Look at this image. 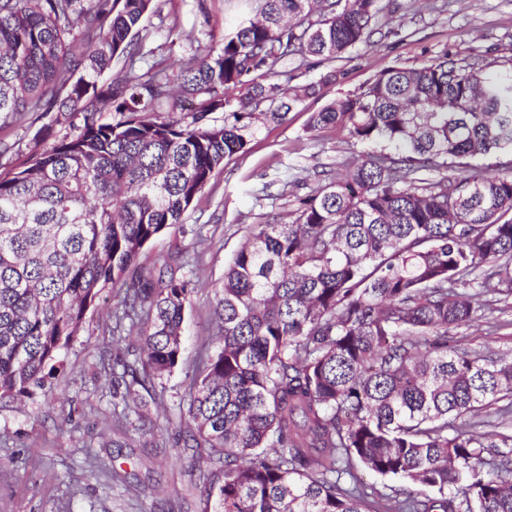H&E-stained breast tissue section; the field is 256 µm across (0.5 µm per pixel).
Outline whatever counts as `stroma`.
<instances>
[{
	"mask_svg": "<svg viewBox=\"0 0 512 512\" xmlns=\"http://www.w3.org/2000/svg\"><path fill=\"white\" fill-rule=\"evenodd\" d=\"M373 43L326 66H304L294 84L316 82L317 97L294 105L284 120H259L247 150L225 158L205 191L141 250L122 277L141 283L162 262L176 276L193 275L199 286L185 317L179 364L155 378L144 407L125 408L121 379L113 368L141 356L143 337L123 319L122 291L106 287L87 311L79 340L50 372L45 387L18 402H0V512H212L208 485H222L186 447L187 399L201 351L216 335L213 308L224 269L248 233L271 221H292L299 197L336 170L337 160L357 159L361 144L346 131H309L312 112L357 91L379 71L416 67L448 52L483 59L495 73L512 71V0H382ZM183 35L169 43L167 26ZM142 42L148 63L172 67L198 44H220L230 32L224 0H167L161 15L148 16ZM42 120L0 130L16 162L69 134L62 123L44 132ZM297 186H284L286 175Z\"/></svg>",
	"mask_w": 512,
	"mask_h": 512,
	"instance_id": "35a3bbf8",
	"label": "stroma"
}]
</instances>
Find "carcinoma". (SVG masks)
Instances as JSON below:
<instances>
[{
  "instance_id": "cac0c4a2",
  "label": "carcinoma",
  "mask_w": 512,
  "mask_h": 512,
  "mask_svg": "<svg viewBox=\"0 0 512 512\" xmlns=\"http://www.w3.org/2000/svg\"><path fill=\"white\" fill-rule=\"evenodd\" d=\"M228 2L254 16L170 73L139 51L162 0H0V129L34 112L74 129L21 167L0 141L1 401L44 386L103 288L246 150L262 104L282 120L317 96L284 90L288 63L343 60L382 11ZM328 127L364 159L336 163L295 221L257 225L217 294L188 404L192 447L224 476L214 512H512V433L484 417L512 419V356L452 334L512 299V169L466 174L512 150V76L446 53L391 66L311 114L310 130ZM197 287L164 262L123 298L147 326L127 394L178 365ZM358 465L399 485L346 481Z\"/></svg>"
}]
</instances>
